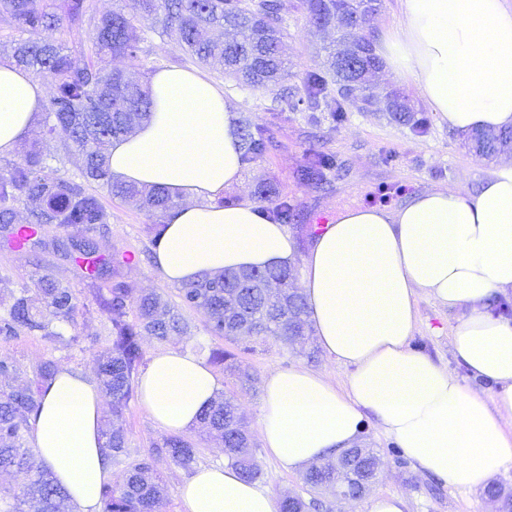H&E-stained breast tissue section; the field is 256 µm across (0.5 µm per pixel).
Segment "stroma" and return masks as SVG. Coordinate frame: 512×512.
Returning <instances> with one entry per match:
<instances>
[{
  "label": "stroma",
  "instance_id": "stroma-1",
  "mask_svg": "<svg viewBox=\"0 0 512 512\" xmlns=\"http://www.w3.org/2000/svg\"><path fill=\"white\" fill-rule=\"evenodd\" d=\"M286 28L283 53L293 72L287 82L288 89L292 90L301 87L306 74L318 70L323 47L331 41L332 35L316 32L306 12L296 7L288 10ZM146 47L147 54L137 58L113 59V67L137 78L146 76L153 66L169 67L177 63L184 69L195 67L191 59H179L178 49L158 35H151ZM214 83L241 116L249 118L254 125L270 128L276 141L275 148L244 164L241 184L225 191V198L253 202L257 200L260 184L273 183L277 191L275 202L285 201L290 206L287 229L303 253L310 249L315 238L314 226H326L339 207L394 210L412 193L427 189L460 188L474 193L494 167L493 162L476 157L468 151L464 141L449 133L447 125L423 102L414 85L394 79L383 70L375 77V98L366 109L350 100L339 104L328 98L316 106L303 103L297 111L281 112L275 101L276 91L250 88L222 77L215 78ZM391 89L403 93L416 117L422 118L423 128L390 120L384 93ZM338 107L343 110L339 120L333 117ZM315 153L329 155L334 165L325 171L322 180H304L301 172ZM108 208L112 214L109 227L96 236L100 253L108 256L126 250L135 252L136 261L120 267L121 278L138 289L157 291L169 300H176V287L157 278L148 256L153 249L147 231L152 217L115 200L109 201ZM0 268L8 270L11 276L10 283L0 284V294L19 287L32 276L48 274L69 283L88 306L80 320L81 339L76 345L65 348L38 336L0 342V354L12 357L22 366L20 381H28L35 366L48 358L80 374L94 375V353L105 343L106 320L93 304L92 284L77 260L49 249L17 251L0 245ZM459 315V310L449 309L431 296L420 294L410 344L466 378L473 390L487 392V383L470 378L450 348V330ZM222 344L236 355L242 370L253 374L257 380L254 387L248 388L222 367L214 369L223 391L235 395L246 417L247 429L255 441L254 452L263 470L260 486L280 497L296 494L310 498L301 473L284 470L267 454L259 440L263 413L261 383L271 373L307 364L340 385L346 381L349 367L336 364L323 353L316 361H307L295 350L275 342L256 347L246 339L227 340ZM122 423L128 432L129 446L137 453H146L166 436L135 399L125 409ZM360 445L374 449L381 458L380 472L370 489L371 494L403 496L405 512H495L498 506L496 500L486 497L483 487L462 493L452 489L446 481L415 467L396 442L381 432L374 417H365Z\"/></svg>",
  "mask_w": 512,
  "mask_h": 512
}]
</instances>
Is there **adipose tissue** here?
Here are the masks:
<instances>
[{
	"instance_id": "obj_1",
	"label": "adipose tissue",
	"mask_w": 512,
	"mask_h": 512,
	"mask_svg": "<svg viewBox=\"0 0 512 512\" xmlns=\"http://www.w3.org/2000/svg\"><path fill=\"white\" fill-rule=\"evenodd\" d=\"M399 18L377 46L385 69L412 82L454 133L512 128V0H397ZM152 116L112 141L114 177L162 188L175 203L154 250L160 279L182 286L227 268L301 264L300 288L317 342L350 367L344 388L304 367L263 383L264 448L288 471L357 441L365 416L425 473L465 492L512 463V322L486 300L512 291V163L497 166L476 195L431 190L405 205L344 208L298 256L284 225L249 201L224 206L241 180L237 116L212 81L168 67L148 79ZM45 88L0 60V156L39 119ZM460 309L450 345L475 393L447 367L414 351L417 297ZM221 389L192 351L156 352L139 379L140 402L162 430L195 428ZM101 390L60 367L32 420L31 445L79 512H102L112 467L100 433ZM178 495L183 512H279L270 491L228 466L202 467Z\"/></svg>"
}]
</instances>
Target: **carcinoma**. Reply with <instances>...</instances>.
<instances>
[{
	"instance_id": "obj_1",
	"label": "carcinoma",
	"mask_w": 512,
	"mask_h": 512,
	"mask_svg": "<svg viewBox=\"0 0 512 512\" xmlns=\"http://www.w3.org/2000/svg\"><path fill=\"white\" fill-rule=\"evenodd\" d=\"M310 23L318 30L336 31V49L329 52L322 69L309 74L304 91L312 104L336 86L342 99L371 104L369 76L381 68L372 49L371 17L381 0H302ZM286 0H138V12L121 9L101 16L87 0H0V16L14 20L19 37L12 41L11 58L34 78L54 86L43 105L44 140L60 142L82 156L80 174L48 182L41 176L46 159L35 146L20 160L0 165V224L12 235L29 232L26 246L36 245L45 225L57 224L74 232L60 242L77 258L91 261V282L112 274L128 263L127 252L107 259L98 254L95 234L110 223L105 198L118 200L155 218L149 233L158 243L166 225L163 217L175 203L160 189L146 190L118 182L109 171L104 146L124 137L151 114L147 88L111 66L114 57H136L144 52L147 33L168 38L193 62L217 75L258 89H268L293 77L283 59ZM87 25L88 43L72 50L68 38L74 27ZM390 119L399 124L415 118L405 97L397 90L386 95ZM476 153L485 159L512 144V129L480 130L468 137ZM242 161L264 154L272 143L270 129L240 121ZM331 157L313 156L304 169L309 180H319L331 167ZM29 212L27 224L15 223V204ZM293 268L271 266L262 270L226 269L202 274L178 288L179 301L171 302L156 292L139 291L125 281L107 290L97 289L94 301L106 313L109 326L105 345L95 354L96 380L111 399L115 422L101 430L103 447L112 466L119 470L115 482L103 486V512H159L168 488L159 474L162 461L193 469L201 455V439L174 435L146 454L132 456L126 429L117 423L136 394V382L145 368L141 338L160 342L173 336L191 335L188 314L205 317L211 336L235 340L242 335L256 343L274 340L291 348L303 346L312 332L307 302L293 287ZM79 299L74 290L48 274L12 290L0 299V340L22 335L41 336L71 346L80 341L77 332ZM208 350L211 363L233 374L239 367L232 354L220 346ZM57 363L43 361L32 382H17L20 368L11 357H0V472L23 471L26 483L0 490V512H74L69 492L44 469L38 451L26 435L37 413L43 391L52 381ZM201 431L219 437L228 463L242 478L256 482L261 467L245 435L243 417L232 397H218L200 417ZM380 458L371 448L346 455L341 469L308 470L303 482L309 490L336 487L351 500L369 490ZM323 506L313 497L282 500L281 512H317Z\"/></svg>"
}]
</instances>
